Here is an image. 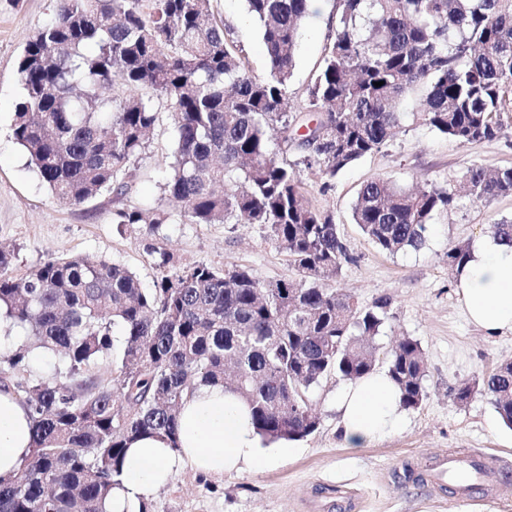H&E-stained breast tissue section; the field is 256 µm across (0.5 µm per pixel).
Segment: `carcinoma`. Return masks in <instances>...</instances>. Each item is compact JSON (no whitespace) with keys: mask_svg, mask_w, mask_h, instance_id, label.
<instances>
[{"mask_svg":"<svg viewBox=\"0 0 512 512\" xmlns=\"http://www.w3.org/2000/svg\"><path fill=\"white\" fill-rule=\"evenodd\" d=\"M311 2L245 0L269 60L262 77L210 0H56L53 20L24 48L12 133L52 195L72 204L123 197L166 112L173 150L163 190L181 204L182 223L259 224L301 279L181 266L157 243L145 247L161 271L151 288L86 256L47 259L17 278L13 254L0 251V320L27 336L0 356V390L20 398L32 429L29 456L0 478V512H106L126 448L144 436L178 448L182 401L200 385L242 399L263 439L297 440L320 425L314 385L378 369L375 338L391 301L363 305L325 287L354 257L296 168L317 167L329 190L336 173L397 138L401 97L420 86L419 123L461 145L502 136L512 121V0H336L307 88L309 120L292 112L290 85ZM312 122L315 132L298 134ZM462 181L461 192L448 181L405 189L374 178L357 193L353 222L382 251L419 250L434 213L512 196V168L473 164ZM112 223L145 224L156 236L168 216L119 208ZM492 234L512 245V221L494 222ZM469 256L458 243L448 266L457 271ZM37 353L54 359L50 370L34 367ZM102 364L111 376L99 374ZM384 370L402 407L427 398L417 340H399ZM476 393L512 428V362L448 390L458 403Z\"/></svg>","mask_w":512,"mask_h":512,"instance_id":"carcinoma-1","label":"carcinoma"}]
</instances>
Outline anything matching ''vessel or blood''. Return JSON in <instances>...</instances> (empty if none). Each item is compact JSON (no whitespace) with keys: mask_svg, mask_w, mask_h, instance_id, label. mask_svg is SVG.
Returning <instances> with one entry per match:
<instances>
[{"mask_svg":"<svg viewBox=\"0 0 512 512\" xmlns=\"http://www.w3.org/2000/svg\"><path fill=\"white\" fill-rule=\"evenodd\" d=\"M498 466L496 456L468 457L457 452L442 457L432 468L429 478L433 483L454 488L459 499H467L475 482H482L486 493H494L497 486L493 476Z\"/></svg>","mask_w":512,"mask_h":512,"instance_id":"obj_1","label":"vessel or blood"}]
</instances>
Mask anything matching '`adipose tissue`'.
<instances>
[{"mask_svg":"<svg viewBox=\"0 0 512 512\" xmlns=\"http://www.w3.org/2000/svg\"><path fill=\"white\" fill-rule=\"evenodd\" d=\"M468 318L486 335L512 333V247L489 237L478 241L457 276ZM339 426L351 446L367 445L401 423L399 390L385 372L346 384L336 398ZM30 419L13 392H0V477L15 475L30 452ZM251 424L249 409L223 387L203 386L188 396L179 414V446L145 436L125 455V476L112 491L110 512H140L145 502L184 464L215 476L242 473L273 458Z\"/></svg>","mask_w":512,"mask_h":512,"instance_id":"obj_1","label":"adipose tissue"}]
</instances>
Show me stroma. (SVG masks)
Wrapping results in <instances>:
<instances>
[{"label": "stroma", "instance_id": "stroma-1", "mask_svg": "<svg viewBox=\"0 0 512 512\" xmlns=\"http://www.w3.org/2000/svg\"><path fill=\"white\" fill-rule=\"evenodd\" d=\"M211 7L233 26L252 72L264 75L267 59L244 0H211ZM55 9L56 0H0V247L13 254V275L23 276L51 257L86 255L120 263L151 287L159 271L144 252L146 225L127 228L112 222L117 208L151 207L172 216V223L161 227L160 242L181 264L248 267L265 281L299 279L287 255L259 225L180 222L178 205L162 189L172 151L166 116L151 134L122 199L104 193L74 205L52 197L28 167L11 125L21 91V54ZM335 12L336 0H320L302 25L291 81L294 112L306 107V89L320 68ZM425 95L422 88L407 94L401 106L402 133L386 148L338 172L330 191H322L316 170L301 169L299 178L313 205L333 213L354 257L345 264L337 289L363 304L380 296L391 300V318L375 339L380 356H388L401 337L420 342L427 364L426 401L404 410L395 431L354 448L337 425L335 397L344 381L327 376L310 393L319 428L294 441L292 455L223 477L184 466L153 495L147 512H512V429L501 422L488 396L478 394L464 404L448 396L458 382L486 376L512 360V334L487 337L467 321L447 257L457 243L489 237L494 221L512 219V197L435 214L425 246L395 254L380 251L352 221L357 191L366 180L387 178L409 188L459 180L474 164L490 170L512 166L511 131L462 146L417 124L414 114ZM448 450L496 455L504 465L497 478L498 497L486 499L478 489L463 503L447 486L416 479L425 462Z\"/></svg>", "mask_w": 512, "mask_h": 512}]
</instances>
